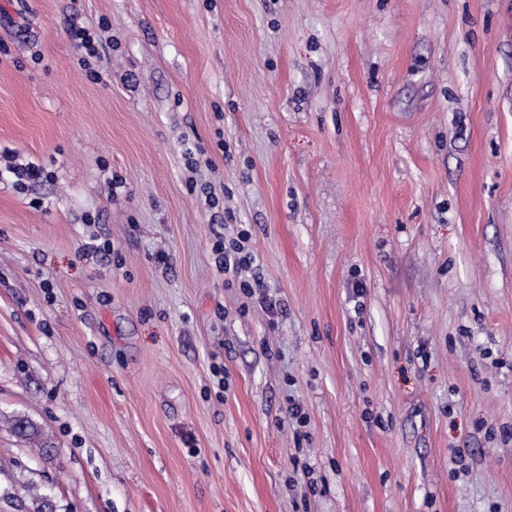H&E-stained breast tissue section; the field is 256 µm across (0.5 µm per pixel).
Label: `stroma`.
<instances>
[{
  "label": "stroma",
  "mask_w": 512,
  "mask_h": 512,
  "mask_svg": "<svg viewBox=\"0 0 512 512\" xmlns=\"http://www.w3.org/2000/svg\"><path fill=\"white\" fill-rule=\"evenodd\" d=\"M0 43L46 173L0 183V512H512V0H0ZM224 268L231 269L237 274L247 271L252 266V257L245 252L244 246L239 243L232 244V248L224 247Z\"/></svg>",
  "instance_id": "obj_1"
}]
</instances>
